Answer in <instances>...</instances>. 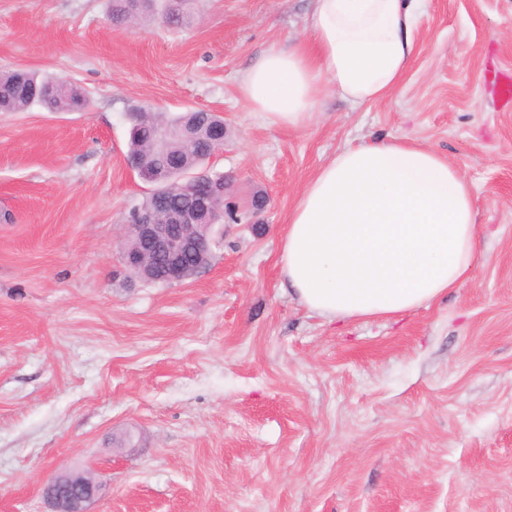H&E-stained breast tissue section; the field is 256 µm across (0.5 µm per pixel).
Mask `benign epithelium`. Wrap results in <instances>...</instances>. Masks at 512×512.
I'll list each match as a JSON object with an SVG mask.
<instances>
[{"label":"benign epithelium","instance_id":"7a95c632","mask_svg":"<svg viewBox=\"0 0 512 512\" xmlns=\"http://www.w3.org/2000/svg\"><path fill=\"white\" fill-rule=\"evenodd\" d=\"M221 126L217 125L211 112H197L189 126H179L159 133L155 148L163 152L180 153V147L204 142L211 153L224 146V135L217 134ZM130 165L139 175L150 183L162 186L160 197L181 193H196V182L192 175L184 173L174 179L161 177L140 170L139 163L130 161ZM224 195L222 180H213L203 193H197L196 205L178 210L136 211L125 225L124 236L134 239L136 247L123 248L122 263L129 270L154 268L162 265L164 277L169 283H178L190 278L186 257L191 250L198 252L211 249V239L202 238L197 229L206 224L215 225V198ZM45 488H63L64 494H50L45 497L50 512H89V504L97 498L103 489L99 481L88 479L87 473L64 470L56 473L45 483Z\"/></svg>","mask_w":512,"mask_h":512}]
</instances>
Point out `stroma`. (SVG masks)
<instances>
[{
    "label": "stroma",
    "mask_w": 512,
    "mask_h": 512,
    "mask_svg": "<svg viewBox=\"0 0 512 512\" xmlns=\"http://www.w3.org/2000/svg\"><path fill=\"white\" fill-rule=\"evenodd\" d=\"M309 4L192 0L183 27L128 29L111 0H0V70L91 99L0 112V512H49L63 469L105 482L90 512H512V0H429L399 94L273 128L238 82ZM140 106L224 118L206 167L237 219L181 283L121 260L150 191L125 163ZM404 136L472 183L473 274L395 318L327 322L282 285L288 211L345 145Z\"/></svg>",
    "instance_id": "35a3bbf8"
}]
</instances>
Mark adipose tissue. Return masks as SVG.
<instances>
[{
    "mask_svg": "<svg viewBox=\"0 0 512 512\" xmlns=\"http://www.w3.org/2000/svg\"><path fill=\"white\" fill-rule=\"evenodd\" d=\"M428 0H311L305 34L269 46L238 85L271 127L303 130L328 94L355 104L403 87ZM471 184L410 139L347 147L288 213L279 265L291 295L327 320L388 319L468 281L476 262Z\"/></svg>",
    "mask_w": 512,
    "mask_h": 512,
    "instance_id": "obj_1",
    "label": "adipose tissue"
}]
</instances>
